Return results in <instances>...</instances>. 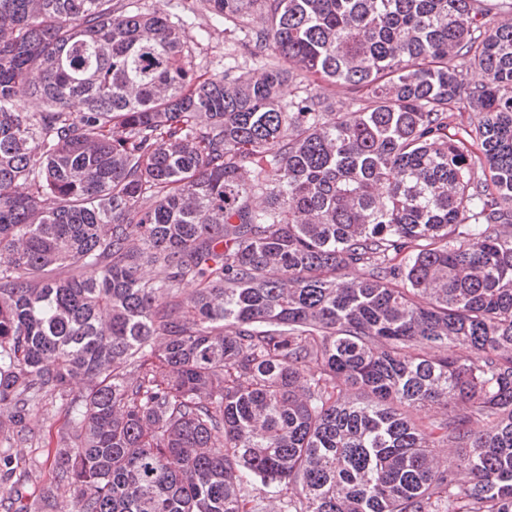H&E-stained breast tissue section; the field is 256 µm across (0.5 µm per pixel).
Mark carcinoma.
Segmentation results:
<instances>
[{"instance_id":"cac0c4a2","label":"carcinoma","mask_w":512,"mask_h":512,"mask_svg":"<svg viewBox=\"0 0 512 512\" xmlns=\"http://www.w3.org/2000/svg\"><path fill=\"white\" fill-rule=\"evenodd\" d=\"M201 2L248 70L132 2L0 0V442L63 412L72 496L15 512H512V19Z\"/></svg>"}]
</instances>
